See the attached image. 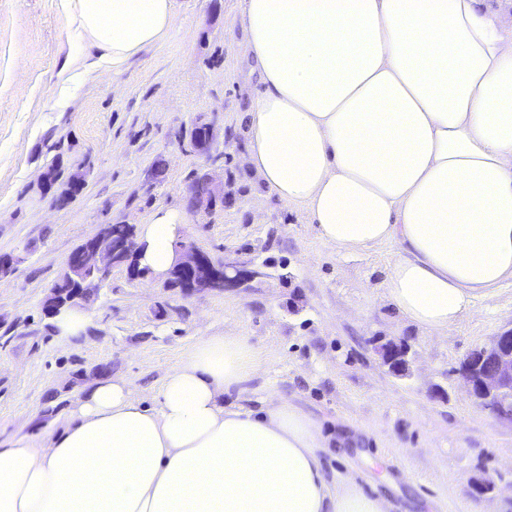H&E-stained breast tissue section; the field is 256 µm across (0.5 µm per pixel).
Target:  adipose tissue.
I'll return each instance as SVG.
<instances>
[{
  "label": "adipose tissue",
  "instance_id": "1",
  "mask_svg": "<svg viewBox=\"0 0 512 512\" xmlns=\"http://www.w3.org/2000/svg\"><path fill=\"white\" fill-rule=\"evenodd\" d=\"M102 57L159 41L174 0H63ZM261 85L243 165L344 251L393 241L385 295L430 335L512 278V33L479 0H243ZM178 211L136 239L166 276ZM259 369L241 336H203L152 405L122 379L85 388L61 431L0 447V512H389L330 485L321 426L283 398L225 402Z\"/></svg>",
  "mask_w": 512,
  "mask_h": 512
}]
</instances>
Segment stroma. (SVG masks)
<instances>
[{"label":"stroma","mask_w":512,"mask_h":512,"mask_svg":"<svg viewBox=\"0 0 512 512\" xmlns=\"http://www.w3.org/2000/svg\"><path fill=\"white\" fill-rule=\"evenodd\" d=\"M241 11L242 0H175L167 34L114 67L61 0H0V254L20 258L0 278V446L30 445L93 380L129 381L148 400L199 337L243 336L259 370L238 403L282 396L318 422L336 439L321 451L330 483L353 478L390 512H512V427L456 373L512 324V280L448 334L428 335L384 295L396 243L345 254L258 188L241 165V117L258 91ZM202 123L218 161L186 144ZM53 164L62 179L45 193ZM203 171L231 202L193 214L188 188ZM74 172L84 184L60 201ZM170 208L181 240L258 277L187 296L116 268L83 308L85 338L61 340L42 302L68 256L98 225L137 227ZM389 341L407 345V375L377 354ZM483 478L494 491L473 490Z\"/></svg>","instance_id":"obj_1"}]
</instances>
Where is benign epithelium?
Listing matches in <instances>:
<instances>
[{"label": "benign epithelium", "instance_id": "1", "mask_svg": "<svg viewBox=\"0 0 512 512\" xmlns=\"http://www.w3.org/2000/svg\"><path fill=\"white\" fill-rule=\"evenodd\" d=\"M204 182L208 188L205 194L198 192L194 184L189 187L192 212L209 210L218 198L224 196V188L215 185L207 173ZM111 228L110 224L98 225L92 235L95 243L81 248L74 270L80 287L74 289L70 299L56 300L55 289H50L47 298L51 302L45 306L48 315L53 317L64 308L78 307L83 302V291L100 287L115 267L124 266L131 278L138 277L139 257L133 226H128L124 237L112 240L109 239ZM177 254L179 258L174 269L189 270L191 274L177 280L169 273L165 284L181 289L186 295L240 286L257 275L235 260L226 258L216 262L192 243H180ZM379 353L392 373L404 375L408 372V348L404 344L387 342L379 347ZM458 374L478 406L512 426V325L502 328L490 343L472 349L462 361Z\"/></svg>", "mask_w": 512, "mask_h": 512}]
</instances>
